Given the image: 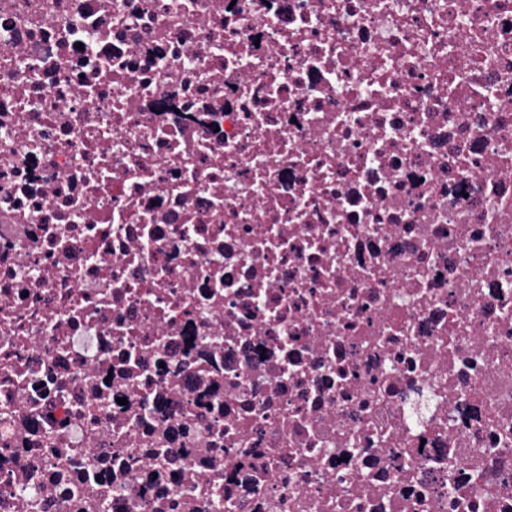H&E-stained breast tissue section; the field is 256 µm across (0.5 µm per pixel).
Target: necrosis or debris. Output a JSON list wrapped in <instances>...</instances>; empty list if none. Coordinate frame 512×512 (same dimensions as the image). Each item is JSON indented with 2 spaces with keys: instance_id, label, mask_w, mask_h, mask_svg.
I'll return each instance as SVG.
<instances>
[{
  "instance_id": "4bbe7bcc",
  "label": "necrosis or debris",
  "mask_w": 512,
  "mask_h": 512,
  "mask_svg": "<svg viewBox=\"0 0 512 512\" xmlns=\"http://www.w3.org/2000/svg\"><path fill=\"white\" fill-rule=\"evenodd\" d=\"M0 512H512V0H0Z\"/></svg>"
}]
</instances>
